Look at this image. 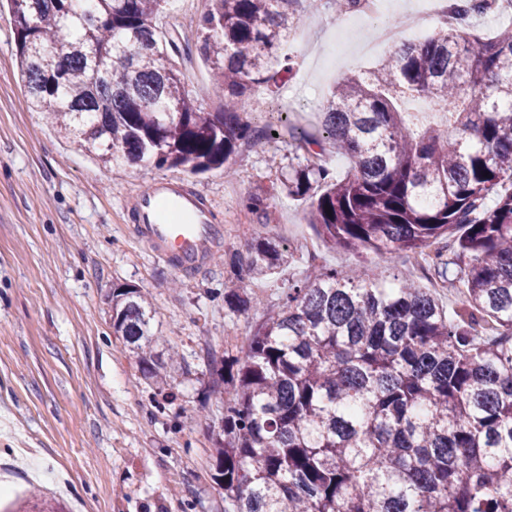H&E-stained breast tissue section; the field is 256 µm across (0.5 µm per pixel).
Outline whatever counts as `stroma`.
Returning a JSON list of instances; mask_svg holds the SVG:
<instances>
[{
	"label": "stroma",
	"instance_id": "stroma-1",
	"mask_svg": "<svg viewBox=\"0 0 512 512\" xmlns=\"http://www.w3.org/2000/svg\"><path fill=\"white\" fill-rule=\"evenodd\" d=\"M209 0H168L157 18L198 106L219 109L197 24ZM331 7L302 15L314 37L291 52L284 91L253 93L248 117L274 128L241 148L231 173L192 175L151 165L105 168L34 111L20 77L9 0H0V484L41 490L68 512H224L213 480L210 430L216 412L211 357L234 355L265 310L278 308L292 281L311 268L350 272L374 253L330 249L306 220L303 202L276 185L294 158L289 127L320 136L322 105L352 74L379 57L356 44L336 47ZM177 178L201 194L224 228L221 254L244 252L252 235L276 239L290 267L242 287L259 304L248 314L224 307L220 258L192 273L173 270L138 240L132 204L152 183ZM263 193V209L247 199ZM393 257L390 271L437 298L448 317L466 306L460 288ZM132 285L154 310L159 360L181 356L166 384L142 376L112 331V290Z\"/></svg>",
	"mask_w": 512,
	"mask_h": 512
}]
</instances>
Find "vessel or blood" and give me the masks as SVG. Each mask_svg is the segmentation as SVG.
Instances as JSON below:
<instances>
[{
    "instance_id": "vessel-or-blood-1",
    "label": "vessel or blood",
    "mask_w": 512,
    "mask_h": 512,
    "mask_svg": "<svg viewBox=\"0 0 512 512\" xmlns=\"http://www.w3.org/2000/svg\"><path fill=\"white\" fill-rule=\"evenodd\" d=\"M135 220L140 240L181 273L204 263L222 233L205 199L178 179L155 182L139 195Z\"/></svg>"
}]
</instances>
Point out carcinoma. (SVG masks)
Wrapping results in <instances>:
<instances>
[{
    "mask_svg": "<svg viewBox=\"0 0 512 512\" xmlns=\"http://www.w3.org/2000/svg\"><path fill=\"white\" fill-rule=\"evenodd\" d=\"M21 78L32 106L104 165L226 169L260 133L253 90L293 69L281 45L301 0H210L199 52L220 112H204L157 33L167 0H10ZM442 102L444 127L412 129L398 94ZM172 118H167L166 113ZM324 137L305 133L280 189L307 206L330 248L386 259L428 253L437 278L464 288L450 320L426 288L365 266L293 281L211 394L214 480L224 512H512V31L464 37L442 27L389 51L368 77L327 98ZM346 155L336 179L320 155ZM290 254L260 235L224 260V307L252 309L238 282ZM151 304L112 291V329L145 378L171 369L154 354ZM22 512H65L41 497Z\"/></svg>",
    "mask_w": 512,
    "mask_h": 512,
    "instance_id": "obj_1",
    "label": "carcinoma"
}]
</instances>
